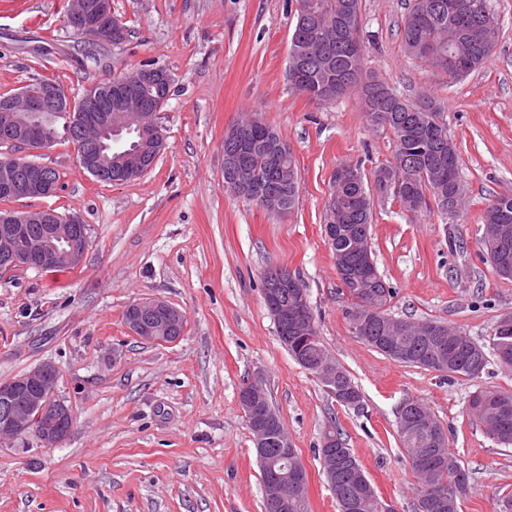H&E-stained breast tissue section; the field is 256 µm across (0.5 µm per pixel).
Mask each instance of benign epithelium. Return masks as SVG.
Segmentation results:
<instances>
[{"instance_id": "7a95c632", "label": "benign epithelium", "mask_w": 512, "mask_h": 512, "mask_svg": "<svg viewBox=\"0 0 512 512\" xmlns=\"http://www.w3.org/2000/svg\"><path fill=\"white\" fill-rule=\"evenodd\" d=\"M472 11L480 20L485 31L496 30L487 15L490 7L483 0H475ZM65 23L85 43L92 44L101 38L115 40L122 34L123 26L112 17L111 0H68ZM76 100L69 98L56 84L48 86L41 95L28 92L12 94L10 100L0 106V130L12 134L27 152L35 154L45 149L43 117L49 112H74ZM135 129L140 141L134 151H117L105 146L97 154L75 147L82 166L90 173L99 175L112 170V160L133 169L138 167L149 171L164 147V138L156 122V113L150 111L140 100L120 98L115 105L102 114L85 122L82 142L99 146L100 137L111 136L124 128ZM58 184L41 166L32 164L21 170L16 180L4 179L0 190L20 198H43L57 192ZM20 224H29L34 233L28 238L24 252H17L13 229L0 228V268L10 270L47 264H80L88 247L86 227L80 217L67 214L63 217L50 208H38L23 212L16 217ZM296 289L295 302L299 314L295 317V334L303 336L314 344V319L309 312L306 289L300 287L294 275L286 268H273V277L266 280L264 300L276 305L279 289ZM137 315L130 321V332L145 341L175 342V332L181 323L182 312L161 299H151L136 305ZM312 373L324 386L327 393L343 403L346 395L336 388V369L329 357L319 355L306 363ZM59 372L51 363H40L16 377L0 383V441L26 435L35 436L46 448L57 446L70 432L72 426L69 407L58 398L56 385ZM265 394L262 384L253 379L244 384L238 394L239 407L249 430L252 432L255 448L268 445L267 435L277 431L278 452L268 459H259L267 470L266 499L270 512H282L288 508V500L297 496L306 485V469L293 461V442L285 429L279 428V416L263 403ZM405 423L425 432L433 444L441 443L440 431L420 417L405 420Z\"/></svg>"}]
</instances>
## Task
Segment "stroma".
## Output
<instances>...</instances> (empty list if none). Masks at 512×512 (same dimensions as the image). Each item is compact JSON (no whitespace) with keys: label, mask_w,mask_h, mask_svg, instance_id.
Wrapping results in <instances>:
<instances>
[{"label":"stroma","mask_w":512,"mask_h":512,"mask_svg":"<svg viewBox=\"0 0 512 512\" xmlns=\"http://www.w3.org/2000/svg\"><path fill=\"white\" fill-rule=\"evenodd\" d=\"M64 0H0V93L47 77L77 98L95 82L153 64L172 77L157 115L165 149L140 178L105 184L71 144L36 160L60 174L49 198L10 203L75 214L89 247L76 268L0 278V382L49 361L73 425L54 448L32 436L0 443V512H264L252 434L239 388L262 374L308 475L309 512H338L317 456L336 423L378 495L415 512V478L397 411L422 400L470 476L459 512H500L512 491V446L468 412L478 389L512 392V366L491 360L477 378L395 362L356 338L324 232L336 171L372 175L391 162V133L371 127L357 91L316 104L288 77L295 0H112L121 43L85 44L64 25ZM409 0H361L364 70L402 98L436 100L460 152L457 212H408L375 196L378 271L397 317L437 320L489 343L512 315V279L479 252L481 215L512 190V0H489L496 47L482 69L451 80L410 57L401 36ZM277 130L297 162L294 210L276 215L224 185V135L239 119ZM287 268L308 293L322 345L358 385L348 409L281 345L262 295L265 271ZM161 298L187 318L174 343L133 336L122 315Z\"/></svg>","instance_id":"1"}]
</instances>
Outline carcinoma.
I'll use <instances>...</instances> for the list:
<instances>
[{"instance_id":"obj_1","label":"carcinoma","mask_w":512,"mask_h":512,"mask_svg":"<svg viewBox=\"0 0 512 512\" xmlns=\"http://www.w3.org/2000/svg\"><path fill=\"white\" fill-rule=\"evenodd\" d=\"M297 17H302L313 4L329 6L324 21L332 24L351 20L350 42L335 41L328 47L330 61L320 64L308 58L301 70V80L322 95H327L337 85L345 82L343 92L357 84L362 85V101L366 102L375 90L382 91L376 99V111L365 113L369 125L389 131L395 143L394 161L378 166L373 171L379 182L400 184V203L409 204L420 211L428 206L424 191L432 189L448 195V166L459 172L460 156L454 141L443 140L428 124L424 112L412 111L413 105L386 86L371 79H363V55L353 51L360 41V0H296ZM471 0H411L403 19V41L406 51L424 63V48L435 44L455 58L445 70L450 79L463 78L482 68L492 56L474 35L467 4ZM318 43L317 32L301 21H296L290 45L310 47ZM134 72L119 77L127 94L145 100L152 106L162 97V86H145L133 79ZM238 143L244 147L242 161L248 169L256 192L278 196L286 210L296 204L297 191L292 180L298 179V170L288 143L271 126L257 120H243L232 126ZM76 113L53 114L45 123L47 147L63 138L71 143L79 137ZM334 194L339 207L333 214L324 216L329 226L328 244L337 260L336 272L341 284L347 288L351 307L348 321L358 318L362 324L363 342L388 358L436 370L435 361L446 359L448 378L473 379L480 376L489 364L486 345L477 342L466 331L444 325V338L439 341L409 322L404 331L399 324L404 319L387 312L386 305L394 297L392 288H379V298L373 309L362 308L356 302L362 284L357 278L360 250L372 252L371 226L374 202L367 191L364 177L359 182L334 184ZM483 234L479 240L480 252L501 278H512V192L502 193L487 206L483 217ZM492 350L502 364L512 365V317L502 318L494 329ZM337 381L350 390L352 399L347 408H357L362 396L348 372L336 366ZM469 409L485 427L489 435L503 445H512V393L480 389L470 395ZM402 450L417 478V502H422L426 491L436 486L446 494V508L431 512H459V504L469 490V475L461 460L445 442L436 448L429 446L428 438L405 427L403 418L397 421ZM336 436V481L331 490L336 498L338 512H384L387 503L373 493L367 484L368 477L358 464L352 450L345 446L342 434Z\"/></svg>"}]
</instances>
